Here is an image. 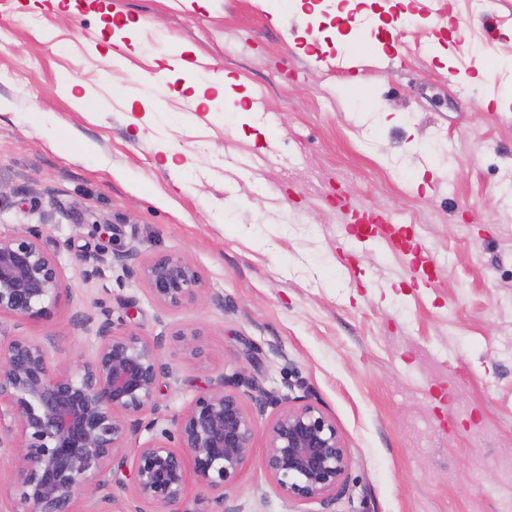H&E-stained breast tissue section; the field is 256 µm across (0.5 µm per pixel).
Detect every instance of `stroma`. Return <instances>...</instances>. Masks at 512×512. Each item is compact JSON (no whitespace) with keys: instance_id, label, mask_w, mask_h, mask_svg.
Returning a JSON list of instances; mask_svg holds the SVG:
<instances>
[{"instance_id":"stroma-1","label":"stroma","mask_w":512,"mask_h":512,"mask_svg":"<svg viewBox=\"0 0 512 512\" xmlns=\"http://www.w3.org/2000/svg\"><path fill=\"white\" fill-rule=\"evenodd\" d=\"M81 2L0 0V233L40 230L68 285L49 318L0 334L65 365L97 346L80 316L106 308L164 339L158 428L217 376L255 379L335 423L352 459L336 512H512V0L428 17L357 0L349 25L333 0L308 17L286 0ZM319 52L364 68L326 71ZM221 74L248 119L216 91L195 101ZM346 203L403 226L430 276L387 237L360 245ZM163 252L206 297L155 303L136 267ZM265 452L237 512H326L288 502Z\"/></svg>"}]
</instances>
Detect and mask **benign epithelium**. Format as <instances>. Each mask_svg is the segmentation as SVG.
Returning a JSON list of instances; mask_svg holds the SVG:
<instances>
[{
	"mask_svg": "<svg viewBox=\"0 0 512 512\" xmlns=\"http://www.w3.org/2000/svg\"><path fill=\"white\" fill-rule=\"evenodd\" d=\"M33 228L0 235V317L20 326L50 317L65 289L63 269ZM137 274L166 309L192 304L206 292L195 265L176 253L155 254ZM97 323L92 357L54 366L48 346L24 334L0 341V455L12 461L18 497L13 512H94L81 504L115 499L109 474L131 465L126 512H181L190 484L204 487L223 512L229 491L263 437L262 465L292 501L338 500L351 457L335 423L311 404L247 382L248 394L211 391L172 416L170 427L142 445L141 430L157 421L156 394L164 375V337L115 327L110 311ZM276 409L266 423L268 408Z\"/></svg>",
	"mask_w": 512,
	"mask_h": 512,
	"instance_id": "1",
	"label": "benign epithelium"
}]
</instances>
